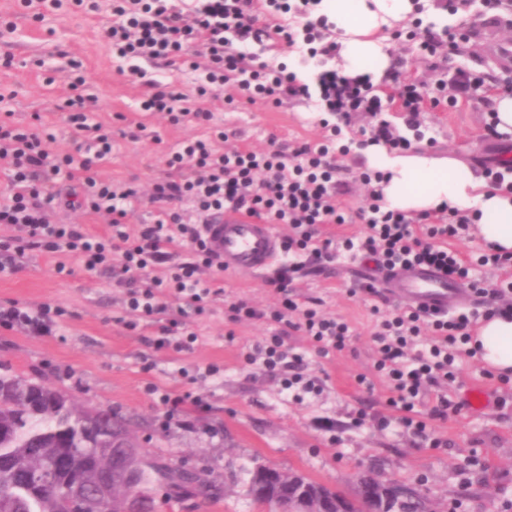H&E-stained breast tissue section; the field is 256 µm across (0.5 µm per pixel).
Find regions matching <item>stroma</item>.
I'll list each match as a JSON object with an SVG mask.
<instances>
[{"label":"stroma","instance_id":"35a3bbf8","mask_svg":"<svg viewBox=\"0 0 512 512\" xmlns=\"http://www.w3.org/2000/svg\"><path fill=\"white\" fill-rule=\"evenodd\" d=\"M100 13L46 15L33 20L16 11L12 0H0V15L13 21L0 32V46H9L14 65L6 82L15 93L9 104L12 120L30 123L41 118L56 136L54 149L72 150L76 132L56 122V111L67 94L63 82L47 84L55 69L68 58L80 60L83 74L98 97L99 117L112 127V163L105 173L136 193L132 225L153 221L147 197L155 181L165 177L166 159L176 142L201 134L192 123L172 124L163 114L140 110L141 81L126 72L123 60L113 57L98 35L100 20L109 16L108 0H99ZM413 19L398 23L388 35L385 50L390 67L398 68L402 81L416 85L423 95L417 122L406 112L351 113L349 120L332 117L323 125L313 99L303 96L280 104L249 102L234 84L212 92L197 106L212 115L213 127L224 129L225 150L263 152L278 147L284 152L325 141L340 129V143L349 151L340 156L338 179L349 192L340 197L343 208H358L371 200L372 185L362 180L370 166L361 152L377 124H387L393 134L411 142V152L445 159L456 157L482 168L484 160L512 155V134L488 135L491 120L487 105L474 93L457 92L454 101L433 104L438 73L455 80L458 71L484 73L482 58L497 57L494 74L512 72V26L478 29L476 36L462 34L460 46L472 55L428 59L407 33ZM144 131L138 140L126 133L136 123ZM470 269L473 279L508 288L512 267L482 265L487 253L475 226L449 239ZM55 258L28 252L21 269L0 272V307L11 303L34 308L61 309L50 332L35 334L22 326L0 323V362L10 363L16 374L42 380L60 388L78 403L99 405L125 419L149 457L158 464L183 466L209 483L208 496L193 493L181 499L164 491L152 493V512H267L251 494L250 472L258 463L302 473L344 495H353L355 477L372 469L384 478L420 488L433 497L440 512L449 502L458 512H512V378L485 367L478 357L461 355L455 379L446 394L458 411L447 421L434 422L426 443H418L405 428H381L362 418V411L389 414L387 380L374 369L373 342L381 312L392 299L359 289L351 276L356 265L348 254L310 274H289L287 264L269 273L251 276L221 274L223 295L202 303L189 313L186 328L197 335L190 349L178 343L160 348L154 342L155 323L143 320L137 328L126 324L124 288L111 274L86 270L79 259L67 261L56 272ZM292 275V293L301 307H312L346 322L349 341L344 350L321 355L310 337L295 334L289 346L305 359L303 380L286 386L284 375L268 373L249 361L252 346L276 330L274 323L231 321L230 304L243 302L261 309L279 307L274 283ZM367 385H359V376ZM479 386L492 401L474 412L466 398L468 388ZM190 395L208 404L191 425L166 422L159 401L162 393ZM496 487L487 497V487Z\"/></svg>","mask_w":512,"mask_h":512}]
</instances>
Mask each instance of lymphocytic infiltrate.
I'll return each mask as SVG.
<instances>
[{
	"label": "lymphocytic infiltrate",
	"mask_w": 512,
	"mask_h": 512,
	"mask_svg": "<svg viewBox=\"0 0 512 512\" xmlns=\"http://www.w3.org/2000/svg\"><path fill=\"white\" fill-rule=\"evenodd\" d=\"M110 2L112 21L101 26L99 35L113 55L129 62L133 74H141L145 62L197 69L187 49L194 43L205 46L206 73L191 93L176 91L153 77L143 82L141 110L167 113L177 123L207 124L211 113L191 108L190 100L204 98L213 88L229 83L251 100L279 102L304 94L294 73L255 64L245 50L247 44L261 43L270 49L302 44L310 57L322 60L336 52L335 44L323 42L319 34L328 25L327 17L299 29L268 27L251 14L252 0H191L184 11L175 8L172 0ZM15 6L36 20L49 13L99 11L97 0H16ZM64 80L71 95L59 106L57 120L75 129L79 143L73 152H55L52 134L40 135L29 127L0 121V163L9 171L7 187L0 192V224L17 231L16 237L0 241V268H18L27 252L40 250L57 256L56 268L61 271L65 268L61 256L79 254L87 269L111 272L126 287V307L131 313L157 319L158 345L187 333L181 317L170 312V298L197 304L204 296L221 291L217 282L206 284L199 277L201 269L214 268L216 262L199 225L181 219L177 207L186 201L203 217L224 210L269 224L291 225L294 234L285 238V251L302 253L313 264L323 266L336 257L333 242L323 237L321 225L359 222L366 232L348 241V248L386 266L426 265L446 273L452 281L464 280L469 274L459 254L446 244L469 223V212L454 211L453 222L444 224L429 212L416 219L374 202L350 215L338 202L342 183L336 177L339 166L331 145H305L289 153L279 149L227 152L218 146L225 138L220 129L177 143L166 161L167 178L155 183L149 198L156 207L154 222L131 229L128 217L133 211V193L104 174L112 161V132L96 116L97 97L81 73L80 62L69 61ZM318 105L341 116L384 109L381 98L371 94L367 77H346L333 70L321 75ZM63 181L74 184L80 205L88 213L107 217L108 236H93L80 224L49 222L48 212ZM164 264L170 267L168 277L137 279V272ZM478 294L482 310L428 317L402 307L383 320L374 335L378 354L374 368L392 383L388 404L397 413V423L412 429L420 439H427L429 422L447 419L448 398L436 396L421 419L413 416L416 403L426 387H438L453 378L460 348L471 340V326L481 314L498 311L501 289L482 288ZM296 308V302L288 298L281 310L269 314L242 302L229 308L234 321L268 317L278 323V331L255 347L269 372L301 369L302 358L288 350L290 332L310 336L324 355L346 344L349 329L345 323L319 316L311 308L302 310L298 321L284 318V311Z\"/></svg>",
	"instance_id": "f902f5d3"
}]
</instances>
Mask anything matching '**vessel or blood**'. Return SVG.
I'll use <instances>...</instances> for the list:
<instances>
[{
  "label": "vessel or blood",
  "instance_id": "vessel-or-blood-1",
  "mask_svg": "<svg viewBox=\"0 0 512 512\" xmlns=\"http://www.w3.org/2000/svg\"><path fill=\"white\" fill-rule=\"evenodd\" d=\"M203 229L208 250L227 271L260 273L275 267L281 258L283 240L272 225L219 212L208 217ZM358 283L382 289L387 296L400 294L408 305L430 313L454 309L464 294L459 284L427 266L389 269L364 262L358 269Z\"/></svg>",
  "mask_w": 512,
  "mask_h": 512
}]
</instances>
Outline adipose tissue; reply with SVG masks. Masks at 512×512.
<instances>
[{
  "label": "adipose tissue",
  "instance_id": "1",
  "mask_svg": "<svg viewBox=\"0 0 512 512\" xmlns=\"http://www.w3.org/2000/svg\"><path fill=\"white\" fill-rule=\"evenodd\" d=\"M319 10L335 22L345 67L357 73L386 65L384 32L408 18L415 6L412 0H322ZM365 155L385 174L381 195L387 208L406 213L474 210L486 248L512 253V192L492 186L460 159L437 160L421 153L397 156L379 147ZM471 345L493 371L511 373L512 314L483 320Z\"/></svg>",
  "mask_w": 512,
  "mask_h": 512
}]
</instances>
